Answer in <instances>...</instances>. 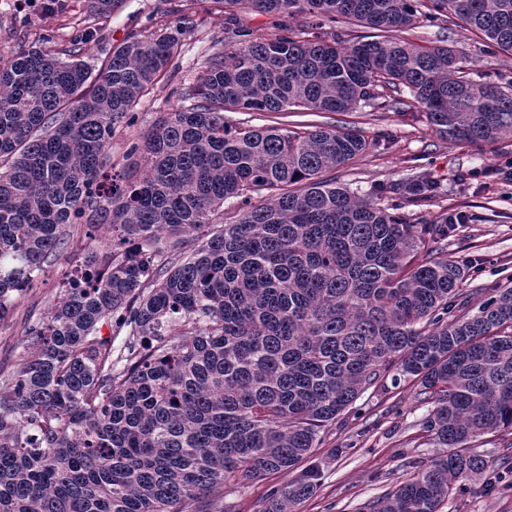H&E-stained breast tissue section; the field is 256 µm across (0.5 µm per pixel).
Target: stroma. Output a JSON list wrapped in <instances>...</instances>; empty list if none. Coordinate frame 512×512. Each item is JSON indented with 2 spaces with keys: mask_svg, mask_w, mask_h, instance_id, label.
Segmentation results:
<instances>
[{
  "mask_svg": "<svg viewBox=\"0 0 512 512\" xmlns=\"http://www.w3.org/2000/svg\"><path fill=\"white\" fill-rule=\"evenodd\" d=\"M43 3L0 0V64L19 50L39 45L46 35L51 38L48 48L55 53L68 49L74 37L88 35L84 59L95 69L133 33H167L178 43L170 69L112 138L109 153L117 166L157 113L181 105V92L196 79L203 59L224 45V14L213 0H122L102 26L89 16L84 0H56L49 10ZM406 37L422 45H455L468 53L477 71L497 82L512 81V54L486 44L453 19L424 24ZM224 118L300 132L333 125L359 129L369 142L368 151L332 176L361 196L373 194L377 184L405 180L412 167H424L440 186L436 202L416 205L383 195L380 207L402 213L414 224L430 223L443 211L462 215L443 247L448 258L469 268L460 285L469 311H477L499 289L512 288V142L479 149L449 142L435 134L422 114L403 109L228 112ZM102 244L99 238L74 239L52 259L46 281L15 301L0 322L1 368L13 363L28 326L56 303L64 273ZM431 408L420 384L411 378L369 389L326 430L321 444L304 461V468L317 471L318 483L311 496L296 504L295 512H368V503L407 479L417 466L445 455V448L425 429ZM474 446L488 463L484 479L463 482L440 512H512V473L501 467L503 458L512 457V433L486 434ZM295 478L292 472L278 473L246 487L218 489L215 495L228 512H261L270 493Z\"/></svg>",
  "mask_w": 512,
  "mask_h": 512,
  "instance_id": "obj_1",
  "label": "stroma"
}]
</instances>
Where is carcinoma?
<instances>
[{
    "instance_id": "obj_1",
    "label": "carcinoma",
    "mask_w": 512,
    "mask_h": 512,
    "mask_svg": "<svg viewBox=\"0 0 512 512\" xmlns=\"http://www.w3.org/2000/svg\"><path fill=\"white\" fill-rule=\"evenodd\" d=\"M120 2L86 0L102 19ZM213 2L230 41L113 173L116 127L167 70L172 36L133 34L96 72L81 39L64 58L31 48L0 64V322L74 233H112L0 369V512H226L214 490L297 468L325 426L400 375L433 399L426 429L451 452L369 510L439 512L487 467L469 443L512 431V288L464 311L465 270L439 248L455 215L412 224L327 177L368 150L358 130L224 113L403 105L455 142L512 139V81L402 36L451 15L512 53V0ZM246 8L381 35L300 40L285 24L253 41ZM437 189L417 168L377 193L428 202ZM233 198L244 207L222 225ZM204 224L219 228L188 247ZM454 298L463 313L449 320ZM110 320L130 328L118 351L101 334ZM316 487L305 470L264 512H293Z\"/></svg>"
}]
</instances>
